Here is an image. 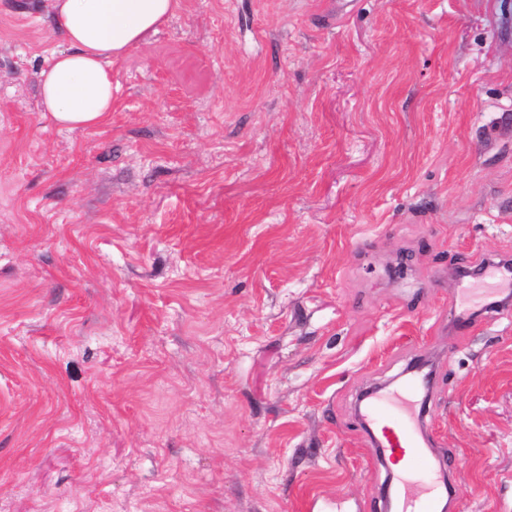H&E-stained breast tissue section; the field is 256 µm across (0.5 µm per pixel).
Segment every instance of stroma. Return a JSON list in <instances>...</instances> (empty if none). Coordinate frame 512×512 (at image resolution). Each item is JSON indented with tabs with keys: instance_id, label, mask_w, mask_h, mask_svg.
<instances>
[{
	"instance_id": "obj_1",
	"label": "stroma",
	"mask_w": 512,
	"mask_h": 512,
	"mask_svg": "<svg viewBox=\"0 0 512 512\" xmlns=\"http://www.w3.org/2000/svg\"><path fill=\"white\" fill-rule=\"evenodd\" d=\"M0 0V512H383L359 393L427 356L454 512H512V0H183L45 120ZM507 269V270H505ZM510 260H500L496 264L488 263L484 266V276L473 283L474 288H461L462 302L457 308L456 318L463 325H468L472 319L473 309L483 304L484 306L490 299L503 295H512V274ZM473 305H468L470 301Z\"/></svg>"
}]
</instances>
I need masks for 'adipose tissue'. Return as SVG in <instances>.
I'll return each instance as SVG.
<instances>
[{
	"label": "adipose tissue",
	"mask_w": 512,
	"mask_h": 512,
	"mask_svg": "<svg viewBox=\"0 0 512 512\" xmlns=\"http://www.w3.org/2000/svg\"><path fill=\"white\" fill-rule=\"evenodd\" d=\"M182 0H52L65 47L38 74L41 110L70 130L104 126L112 113V63L173 16Z\"/></svg>",
	"instance_id": "adipose-tissue-1"
}]
</instances>
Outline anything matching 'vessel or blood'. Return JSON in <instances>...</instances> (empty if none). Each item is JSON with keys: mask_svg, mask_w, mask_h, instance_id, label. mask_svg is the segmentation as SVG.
I'll return each mask as SVG.
<instances>
[{"mask_svg": "<svg viewBox=\"0 0 512 512\" xmlns=\"http://www.w3.org/2000/svg\"><path fill=\"white\" fill-rule=\"evenodd\" d=\"M510 293L512 261L486 264L483 278L474 287L462 289L456 318L469 324L474 306ZM420 385L413 376L393 391L370 393L361 413L376 452L402 465L392 488L391 512H442L445 502L456 496L455 479L443 474L430 454L432 439L416 400Z\"/></svg>", "mask_w": 512, "mask_h": 512, "instance_id": "b4317fda", "label": "vessel or blood"}]
</instances>
